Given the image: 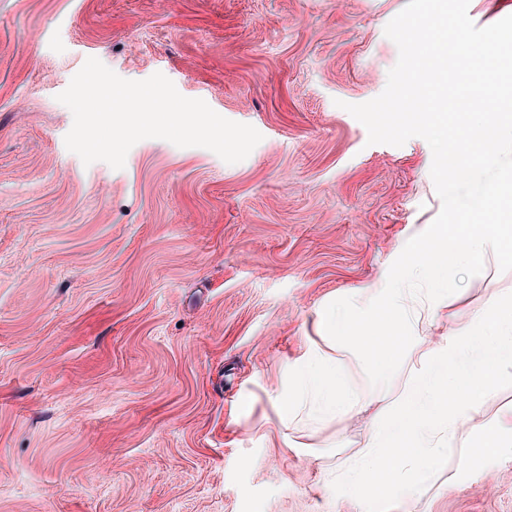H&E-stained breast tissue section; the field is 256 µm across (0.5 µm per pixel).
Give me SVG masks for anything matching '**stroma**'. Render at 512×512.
I'll use <instances>...</instances> for the list:
<instances>
[{"instance_id":"stroma-1","label":"stroma","mask_w":512,"mask_h":512,"mask_svg":"<svg viewBox=\"0 0 512 512\" xmlns=\"http://www.w3.org/2000/svg\"><path fill=\"white\" fill-rule=\"evenodd\" d=\"M408 0H0V512H365L331 482L376 412L285 428L317 310L366 303L441 209L432 151L368 144ZM255 127L238 163L144 139L84 165L57 96L88 58ZM496 260L418 327L471 325ZM391 512H512V458Z\"/></svg>"}]
</instances>
